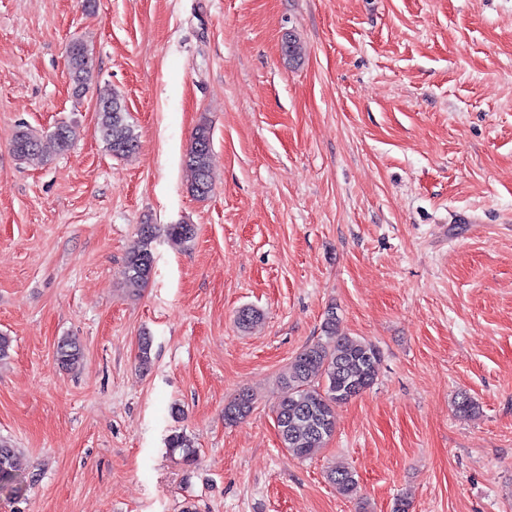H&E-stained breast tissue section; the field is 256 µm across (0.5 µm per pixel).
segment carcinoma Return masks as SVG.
Segmentation results:
<instances>
[{"mask_svg":"<svg viewBox=\"0 0 512 512\" xmlns=\"http://www.w3.org/2000/svg\"><path fill=\"white\" fill-rule=\"evenodd\" d=\"M67 65L73 95L84 96L93 81V63L87 44L79 39L69 44ZM95 90L97 132L112 156L126 158L135 152L138 135L128 121L123 98L108 85H97ZM78 134L77 125L63 123L51 132L50 144L56 152H66ZM12 152L23 162L42 158V135L29 128L18 130L12 140ZM185 163L193 173L191 195L198 199L206 198L209 193L203 188L213 187V162L211 126L205 120L192 135ZM165 233L172 241L187 243L193 239L195 230L191 224H168ZM155 238V225H140L138 241L129 252L122 271L124 284L131 293L139 292L150 280ZM260 318L259 310L245 307L238 311L236 322L240 328L248 329ZM336 321V309L331 307L322 324L324 338L299 352L281 375L283 387L275 407L279 435L283 447L299 458L307 457L314 448L323 447L333 436L336 407L357 397L376 381L379 348L366 339L338 334ZM82 357L81 346L75 339L66 337L59 341L56 361L61 368H75ZM253 409L252 394L242 390L224 404V421L236 423ZM166 448L188 466L197 460V449L184 432L170 434ZM17 455L18 449L7 439L0 438V495L8 498L25 495L31 486V481L18 472ZM328 479L343 496L357 492L358 479L349 470L335 467L329 471Z\"/></svg>","mask_w":512,"mask_h":512,"instance_id":"carcinoma-1","label":"carcinoma"}]
</instances>
